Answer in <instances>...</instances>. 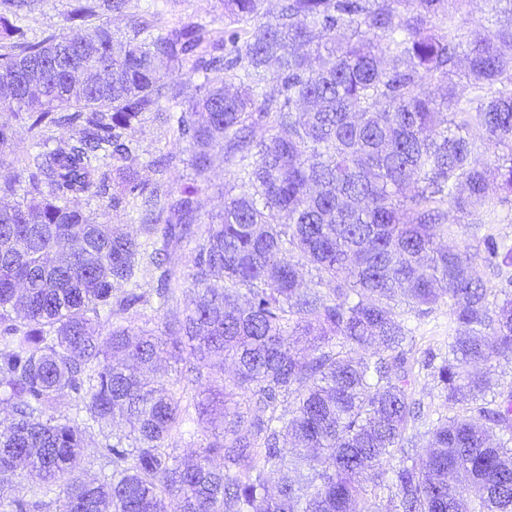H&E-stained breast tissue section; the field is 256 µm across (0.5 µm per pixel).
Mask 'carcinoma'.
Segmentation results:
<instances>
[{
	"label": "carcinoma",
	"mask_w": 512,
	"mask_h": 512,
	"mask_svg": "<svg viewBox=\"0 0 512 512\" xmlns=\"http://www.w3.org/2000/svg\"><path fill=\"white\" fill-rule=\"evenodd\" d=\"M33 2L0 0V107L74 135L28 154L8 185L26 198L0 206V472L56 487L58 512H374L368 489L388 476L394 512H512V385L494 379L512 360V240L497 231L512 224V0H488L494 28L469 31L471 0H282L268 22L261 0H224L227 37L172 21L165 0L126 41L105 16L131 0H70L84 33L40 39L19 23ZM187 62L203 82L183 101L161 73ZM424 75L444 92L425 94ZM155 112L190 147L176 192L167 164L140 179L125 135ZM489 142L501 153L481 163ZM219 145L238 168L193 249V297L149 328L179 286L170 249L195 236ZM90 192L131 206L138 233L71 206ZM450 211L472 241L447 243ZM442 306L448 354L422 367L452 414L434 419L415 398L407 312ZM132 310L143 326L116 321ZM166 357L188 372L231 361L245 397L204 392L214 440L184 462L167 453L190 417L156 375ZM69 392L115 439L99 482L71 476L85 430L52 414ZM423 421L419 467L405 446ZM2 506L29 504L1 486Z\"/></svg>",
	"instance_id": "cac0c4a2"
}]
</instances>
